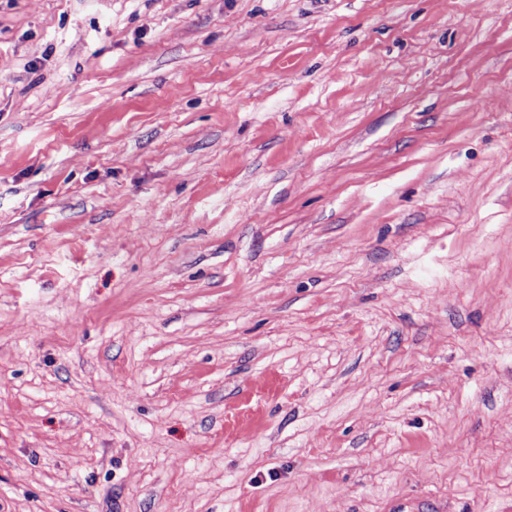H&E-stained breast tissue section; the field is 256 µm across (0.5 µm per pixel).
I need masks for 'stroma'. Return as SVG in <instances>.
Segmentation results:
<instances>
[{
    "label": "stroma",
    "instance_id": "35a3bbf8",
    "mask_svg": "<svg viewBox=\"0 0 512 512\" xmlns=\"http://www.w3.org/2000/svg\"><path fill=\"white\" fill-rule=\"evenodd\" d=\"M0 512H512V0H0Z\"/></svg>",
    "mask_w": 512,
    "mask_h": 512
}]
</instances>
